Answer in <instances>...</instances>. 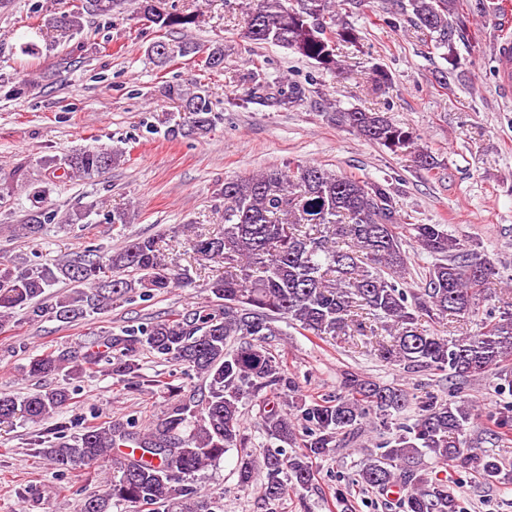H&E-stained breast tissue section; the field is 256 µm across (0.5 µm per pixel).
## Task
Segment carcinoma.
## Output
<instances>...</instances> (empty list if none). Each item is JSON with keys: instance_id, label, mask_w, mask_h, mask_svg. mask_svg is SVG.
<instances>
[{"instance_id": "obj_1", "label": "carcinoma", "mask_w": 512, "mask_h": 512, "mask_svg": "<svg viewBox=\"0 0 512 512\" xmlns=\"http://www.w3.org/2000/svg\"><path fill=\"white\" fill-rule=\"evenodd\" d=\"M143 17L161 30L186 32L199 23L196 10L179 9L169 0H130ZM124 0H82L68 11L55 12L35 4L41 26L71 41L85 29L91 15L110 16ZM367 0H249L240 38L251 44H272L312 60L340 77L342 51L357 47L359 30L349 18ZM486 12L484 0H471L462 12L460 0H392L382 21H404L427 36L450 69L438 73L448 84L457 65L454 37L464 36L466 22ZM149 49L163 66L175 56L207 54L206 68L224 70V44L204 48L180 41L160 51ZM247 87L245 102L287 110L314 93V79L269 83L263 66L228 76ZM382 66L372 68L370 90L391 85ZM162 97L191 115L188 125L170 127L173 136L204 133L213 126V103L201 86L167 83ZM320 106L336 127L408 155L415 166L430 172L438 159L418 144V137L380 111L343 108L328 98ZM121 156L93 148L40 161L48 176L31 184L33 209L18 232L32 241L49 224L75 225L85 213L59 217L51 193L56 183L91 179L112 168ZM398 189L389 179L361 180L317 164H296L260 170L224 182L216 197L222 230L191 231L186 238L196 262L224 259V275L208 283L211 300L160 320L128 325L94 339L83 353L51 350L29 358L26 372L52 384L24 397L0 393V424L20 416L42 422L69 403L70 381L102 364L127 388H157L168 396L162 416L148 424L130 416L110 419L70 433L65 422L36 436L31 445L60 470L104 465L120 457L100 493H90L83 512H216L218 502L194 483L196 473L219 462L236 448L235 473L241 487L251 486L255 471L264 472L261 499L267 505L291 493L301 494L313 482V461L371 428L374 447L352 483L382 493L397 487L402 512H461L448 481L431 477L453 464L492 484L512 486V463L484 444L512 434V405L494 413V430L473 436L478 406L451 395L443 400L425 387L408 388L375 380L361 372L341 373L339 391L322 398L300 393L297 377L281 355L267 347L277 335L276 323L288 321L308 335L358 346L365 338L377 358L417 371H435L453 390L471 378L495 371V390L512 393V281L501 288L496 312L480 314L486 285L497 275L495 263L472 245L448 232L446 224H416L401 214ZM412 243L418 254L433 261L411 271L403 249ZM72 288L44 302V294L61 281ZM187 270L160 252L158 239L136 235L110 252L90 247L65 261L20 266L0 257V330L17 309L27 319L45 317L62 323L135 295L144 298L180 288ZM478 321L474 331L468 330ZM149 350L184 367L199 379L189 391L170 379L141 373L138 357ZM259 404L258 428L269 444L257 457L246 450L241 406ZM411 409L414 422L400 421Z\"/></svg>"}]
</instances>
